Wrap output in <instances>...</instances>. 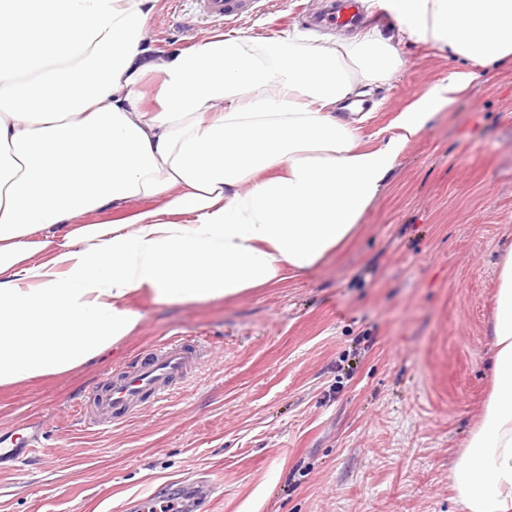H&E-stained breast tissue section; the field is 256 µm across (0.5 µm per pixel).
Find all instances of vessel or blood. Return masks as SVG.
<instances>
[{
	"label": "vessel or blood",
	"instance_id": "b4317fda",
	"mask_svg": "<svg viewBox=\"0 0 512 512\" xmlns=\"http://www.w3.org/2000/svg\"><path fill=\"white\" fill-rule=\"evenodd\" d=\"M252 3L253 0H196L201 18L213 25L247 12ZM360 17L356 0H342L338 5H324L314 21L326 27H353ZM203 357L199 345L179 336L157 342L145 355L135 357L113 374L107 385L79 401L77 413L81 423L88 428L119 425L136 417L145 405L162 406L194 378ZM42 439L35 428L18 442L0 435V458L25 464L38 454Z\"/></svg>",
	"mask_w": 512,
	"mask_h": 512
}]
</instances>
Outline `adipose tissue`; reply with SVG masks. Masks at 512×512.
I'll return each instance as SVG.
<instances>
[{"instance_id":"adipose-tissue-1","label":"adipose tissue","mask_w":512,"mask_h":512,"mask_svg":"<svg viewBox=\"0 0 512 512\" xmlns=\"http://www.w3.org/2000/svg\"><path fill=\"white\" fill-rule=\"evenodd\" d=\"M157 0H0V386L81 367L142 315L304 274L346 243L406 146L483 68L512 59V0H377L400 36L468 62L365 149L341 112L402 60L374 33L287 49L216 35L153 58ZM158 75L157 107L137 94ZM162 198L111 224L84 214ZM491 388L451 470L462 512H512V247Z\"/></svg>"}]
</instances>
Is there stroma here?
Masks as SVG:
<instances>
[{"mask_svg": "<svg viewBox=\"0 0 512 512\" xmlns=\"http://www.w3.org/2000/svg\"><path fill=\"white\" fill-rule=\"evenodd\" d=\"M279 0L228 19L255 45L294 33L315 45L379 32L394 19L363 4L352 31L284 17ZM193 0H157L144 47L173 54L219 35ZM403 66L369 88L366 146L453 70L398 41ZM512 246V63L489 69L411 142L337 255L301 277L199 304L132 299L143 319L93 363L0 388V432L36 426L44 449L0 462V512H134L136 501L204 476L221 495L195 512H460L449 489L490 386L489 323L498 260ZM206 346L185 390L121 426L87 431L71 405L160 339Z\"/></svg>", "mask_w": 512, "mask_h": 512, "instance_id": "stroma-1", "label": "stroma"}]
</instances>
